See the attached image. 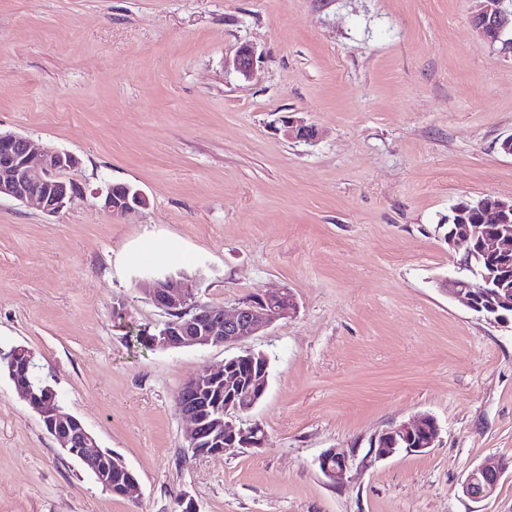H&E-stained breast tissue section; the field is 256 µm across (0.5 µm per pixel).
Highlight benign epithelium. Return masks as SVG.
<instances>
[{"label": "benign epithelium", "mask_w": 512, "mask_h": 512, "mask_svg": "<svg viewBox=\"0 0 512 512\" xmlns=\"http://www.w3.org/2000/svg\"><path fill=\"white\" fill-rule=\"evenodd\" d=\"M472 25L483 40L502 44L512 52V8L480 11L473 15ZM254 60V51L243 46L234 65L247 74ZM285 135L295 141L310 142L315 129L300 117L289 115L282 120ZM78 158L70 152L53 148L42 150L34 159L32 144L25 137L0 132V198L35 202L48 213H58L83 197L80 184L62 177V173L77 167ZM145 204L143 195L126 187L124 194L108 188L104 208L113 215H124ZM464 203L453 209L455 223L448 225V247L463 242L466 254L459 263V274L441 282L442 290L462 300L474 313L496 324H512V201L484 198L477 204L480 223L492 228L479 237L468 224ZM152 302L168 315L146 334L153 348L171 349L185 346H216L234 344L259 334L296 311L295 301L279 310L276 304L282 293L239 303L229 313L222 307L190 302L189 285L169 277L151 283L146 288ZM32 352L16 346L7 357L9 379L18 397L42 419L46 430L59 442L61 449L78 464L90 470L119 497L130 495L138 481L122 458L99 447L95 437L82 421L63 413L53 389L36 392L25 378ZM269 362L262 353L251 350L224 361L219 370L204 368L187 382L186 390L178 395V414L191 423L189 448L197 455H222L230 449L259 448L264 441L260 424L248 427L236 424L237 415L250 411L266 393L269 384ZM439 437V425L429 415L412 422L393 426L371 439L369 456L383 460L396 454L399 444L408 453H418L431 447ZM323 474L334 483L344 480L348 457L329 448L317 458ZM129 474L124 483H112V471ZM500 462L489 459L474 468L461 482V491L473 499L493 495L502 476Z\"/></svg>", "instance_id": "obj_1"}]
</instances>
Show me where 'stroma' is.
Instances as JSON below:
<instances>
[{
  "instance_id": "stroma-1",
  "label": "stroma",
  "mask_w": 512,
  "mask_h": 512,
  "mask_svg": "<svg viewBox=\"0 0 512 512\" xmlns=\"http://www.w3.org/2000/svg\"><path fill=\"white\" fill-rule=\"evenodd\" d=\"M476 0H0V131L75 154L83 198L50 215L0 198V348L31 349L62 409L138 477L112 496L0 374V512H512V325L444 292L463 200H512V54ZM255 51L250 74L232 60ZM298 113L314 142L288 140ZM143 207L105 211L109 186ZM168 274L234 308L297 309L233 345L147 349ZM253 350L258 448L193 455L175 398ZM433 416L424 452L367 456ZM350 457L344 485L320 472ZM494 494L460 483L487 458ZM317 464L323 474L334 483H341L348 470V457L335 448H330L321 453L317 458Z\"/></svg>"
}]
</instances>
